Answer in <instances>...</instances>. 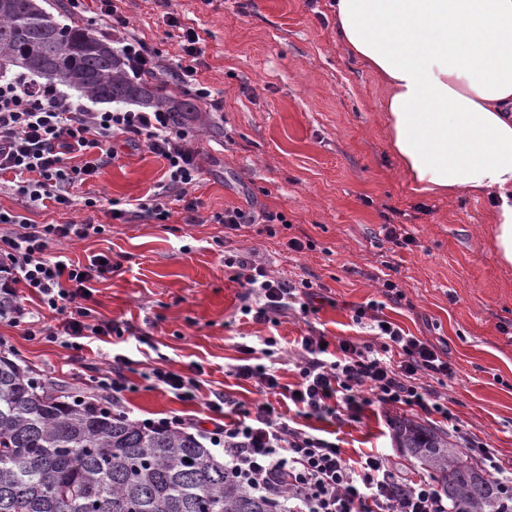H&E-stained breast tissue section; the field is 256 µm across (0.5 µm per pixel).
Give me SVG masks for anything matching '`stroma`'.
Listing matches in <instances>:
<instances>
[{
    "mask_svg": "<svg viewBox=\"0 0 512 512\" xmlns=\"http://www.w3.org/2000/svg\"><path fill=\"white\" fill-rule=\"evenodd\" d=\"M118 11L128 33L157 51L156 85L194 99L199 111L188 144L199 150L203 174L187 196L200 220L191 222L178 200L164 222L113 218V202L153 193L166 167L144 144L122 139L99 177L71 186V209L30 208L0 190V208L33 223L105 225L104 234L52 244L50 255L84 263L104 253L123 264L95 283L92 302L98 319L123 327V338L92 340L83 360L73 362L60 344L2 321L0 337L16 363L101 405L92 376L113 355H127L132 389L121 409L138 423L178 415L203 432L211 427L214 394H224L241 416L269 402L291 427L332 435L345 458L380 452L402 478L436 481L435 471L395 443L390 420L405 414L448 433L454 444L482 441L502 469H512V268L500 265L491 245V203L464 191L450 199L412 192L384 134L385 90L337 43L330 0H120ZM171 15L203 41L190 81L167 73L181 53L180 28L167 24ZM202 88L208 97H199ZM88 197L97 208L83 207ZM233 207L256 216L279 212L288 225L270 236L255 224L228 238L208 218ZM387 224L403 225L412 244L388 242ZM293 237L312 240L313 249L289 250ZM229 251L255 253L274 276L317 284L316 312L253 321L242 311L245 288L224 265ZM387 278L402 299H385ZM373 300L382 302V318L447 353L456 374L438 393L453 422L376 403L323 419L236 376L249 347L282 386H295L301 337L369 341L355 310ZM269 336L277 340L271 357L263 354ZM196 366L203 372L192 401L147 379L155 367L186 375Z\"/></svg>",
    "mask_w": 512,
    "mask_h": 512,
    "instance_id": "obj_1",
    "label": "stroma"
}]
</instances>
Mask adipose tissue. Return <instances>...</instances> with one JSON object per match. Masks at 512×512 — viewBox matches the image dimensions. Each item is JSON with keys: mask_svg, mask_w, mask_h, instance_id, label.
Here are the masks:
<instances>
[{"mask_svg": "<svg viewBox=\"0 0 512 512\" xmlns=\"http://www.w3.org/2000/svg\"><path fill=\"white\" fill-rule=\"evenodd\" d=\"M336 36L387 90L392 154L414 193L493 197L512 266V0H334Z\"/></svg>", "mask_w": 512, "mask_h": 512, "instance_id": "1", "label": "adipose tissue"}]
</instances>
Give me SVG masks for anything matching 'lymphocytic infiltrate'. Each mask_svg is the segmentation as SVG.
Wrapping results in <instances>:
<instances>
[{
	"instance_id": "obj_1",
	"label": "lymphocytic infiltrate",
	"mask_w": 512,
	"mask_h": 512,
	"mask_svg": "<svg viewBox=\"0 0 512 512\" xmlns=\"http://www.w3.org/2000/svg\"><path fill=\"white\" fill-rule=\"evenodd\" d=\"M98 9L129 74L140 78L155 73L154 51L127 33V21L112 0H98ZM121 137L143 142L166 161L162 191L136 199L133 205L134 213L165 221L171 193L184 192L202 175L198 151L185 145L183 118L122 108L94 112L28 74L0 76V175L13 174L12 189L28 205L49 199L59 209L71 208V184L100 175L115 157L113 140ZM75 151L89 153L83 166H67V155ZM104 231V225L87 220L35 224L23 214L0 209V302L6 307L0 319L13 327L24 324L26 314L14 302V286L19 283L57 316L58 325H43L40 333L50 342L64 344L72 360H82L89 339L122 335L120 325L96 319L87 305L94 282L117 271L118 263L96 255L86 264H60L47 255L54 242L83 240ZM224 265L255 296L256 320L294 308L310 313L311 280L271 277L253 256L239 252L225 255ZM378 309L373 301L355 314L356 319L374 322L373 342L342 340L332 349L324 346L322 337L302 338L295 405L314 415L333 413L340 404L352 409L358 407L366 386L378 403L447 415V406L418 378L425 375L447 383L455 376L451 362L430 342L385 323ZM224 405L220 394L208 404L215 415L211 444L223 446L224 463L237 480L273 501H287L288 512H448L436 486L401 478L386 456L370 455L353 463L335 442L290 428L269 404L259 405L248 422L228 420Z\"/></svg>"
}]
</instances>
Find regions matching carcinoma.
<instances>
[{
    "label": "carcinoma",
    "instance_id": "1",
    "mask_svg": "<svg viewBox=\"0 0 512 512\" xmlns=\"http://www.w3.org/2000/svg\"><path fill=\"white\" fill-rule=\"evenodd\" d=\"M101 103L193 112L131 78L105 39L62 24L39 0H0V61ZM399 447L438 473L448 512H509L497 480L420 422H395ZM0 512H273L193 434L146 428L66 401L0 355Z\"/></svg>",
    "mask_w": 512,
    "mask_h": 512
}]
</instances>
